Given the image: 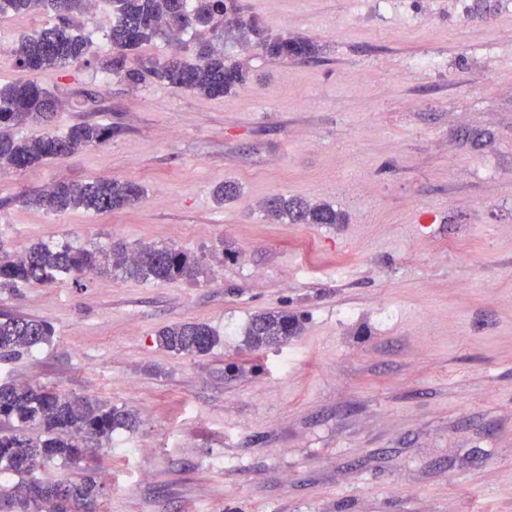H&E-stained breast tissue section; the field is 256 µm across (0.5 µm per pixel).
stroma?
Listing matches in <instances>:
<instances>
[{"instance_id": "stroma-1", "label": "stroma", "mask_w": 512, "mask_h": 512, "mask_svg": "<svg viewBox=\"0 0 512 512\" xmlns=\"http://www.w3.org/2000/svg\"><path fill=\"white\" fill-rule=\"evenodd\" d=\"M311 59L227 41L247 81L220 98L103 68L111 9L79 16L90 63L31 72L9 53L53 12L0 17V85L55 93L60 126L111 125L104 146L0 172V241L168 245L198 282L91 275L0 291V314L51 343L0 360V384L51 385L138 414L135 431L34 477L94 474L99 512H512V0H241ZM435 55L439 71L414 68ZM134 180L135 206L51 213L24 192ZM231 181L238 195L212 196ZM283 193L341 224H280ZM433 228L420 229V217ZM285 310L288 342L244 343ZM204 322L219 343L174 355L158 331Z\"/></svg>"}]
</instances>
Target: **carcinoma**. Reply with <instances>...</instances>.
Listing matches in <instances>:
<instances>
[{"instance_id": "carcinoma-1", "label": "carcinoma", "mask_w": 512, "mask_h": 512, "mask_svg": "<svg viewBox=\"0 0 512 512\" xmlns=\"http://www.w3.org/2000/svg\"><path fill=\"white\" fill-rule=\"evenodd\" d=\"M112 25L108 40L113 55L104 69L132 84L154 80L174 89L206 97H222L246 84L237 62L224 54V32L238 29L243 37H258L257 48L271 58H312L313 42L303 37L266 36L254 19L243 15L238 0H108ZM49 9L57 23L21 37L10 50L19 67L32 72L64 68L88 62L95 54L88 35L74 32L73 10L68 0H0V15L24 14ZM199 26L213 32L207 42H181L179 50L160 60L146 58L140 49L159 37L171 38ZM54 93L31 81L0 86V171L34 169L44 162L73 154L112 139V127L95 123L67 128L50 126L57 112ZM47 123L39 137H19L14 129L29 123ZM144 188L129 180L92 178L82 183L59 182L25 195L29 206L54 213L83 210L108 213L139 203ZM272 220L285 224H342V213L330 204L311 205L274 194L263 203ZM92 273L115 278L168 283L196 281L204 274L203 262L172 246L142 244L129 249L115 243L109 250L74 246L67 241L40 243L18 255L0 252V289L20 283L54 284ZM297 333L293 316L284 311L255 315L246 331V343L254 348L280 345ZM53 327L46 321L6 317L0 320V356L10 358L36 346L51 343ZM162 348L176 354L205 355L219 342L210 326L186 322L158 332ZM0 420L12 424L0 432V473L13 472L21 479L7 495L14 512H96L101 495L95 479L87 475L78 484L62 480H30L24 474L59 461L72 464L82 459L90 444L101 448L112 443L117 429L133 431L138 416L108 407L85 396H72L42 385L15 383L0 386ZM36 427L33 438L27 428Z\"/></svg>"}]
</instances>
